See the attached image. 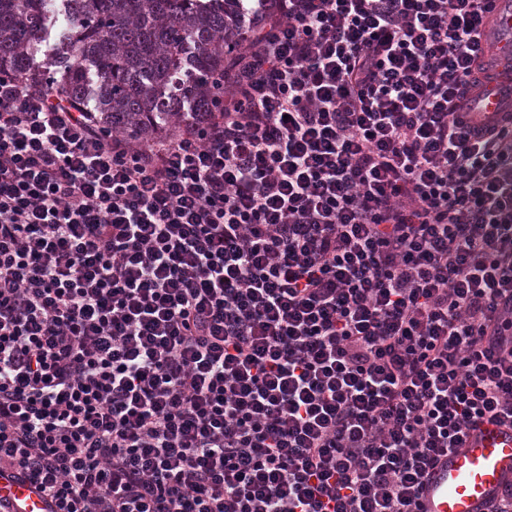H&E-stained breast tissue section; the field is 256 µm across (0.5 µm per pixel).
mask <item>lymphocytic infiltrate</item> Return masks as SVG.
Returning a JSON list of instances; mask_svg holds the SVG:
<instances>
[{"label":"lymphocytic infiltrate","instance_id":"1","mask_svg":"<svg viewBox=\"0 0 512 512\" xmlns=\"http://www.w3.org/2000/svg\"><path fill=\"white\" fill-rule=\"evenodd\" d=\"M495 0H254L139 141L0 76V475L55 512H419L512 424ZM506 94L511 97L512 102V82L502 78L489 82L486 87V94H483L480 99L481 111L489 113L497 111L500 101Z\"/></svg>","mask_w":512,"mask_h":512}]
</instances>
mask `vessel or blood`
<instances>
[{
    "mask_svg": "<svg viewBox=\"0 0 512 512\" xmlns=\"http://www.w3.org/2000/svg\"><path fill=\"white\" fill-rule=\"evenodd\" d=\"M497 24L507 32L500 48L512 50V0H498ZM512 96V82L495 79L481 97V109L497 111L504 95ZM512 482V428L484 424L463 447L441 456L430 469L421 491L422 512H488L504 486ZM0 501L6 512H53L55 505L36 484L20 478L0 479Z\"/></svg>",
    "mask_w": 512,
    "mask_h": 512,
    "instance_id": "vessel-or-blood-1",
    "label": "vessel or blood"
}]
</instances>
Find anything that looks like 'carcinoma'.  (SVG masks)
Returning a JSON list of instances; mask_svg holds the SVG:
<instances>
[{"mask_svg": "<svg viewBox=\"0 0 512 512\" xmlns=\"http://www.w3.org/2000/svg\"><path fill=\"white\" fill-rule=\"evenodd\" d=\"M235 0H0V72L57 80L105 127L150 139L210 109ZM52 53L34 57L57 22Z\"/></svg>", "mask_w": 512, "mask_h": 512, "instance_id": "obj_1", "label": "carcinoma"}]
</instances>
